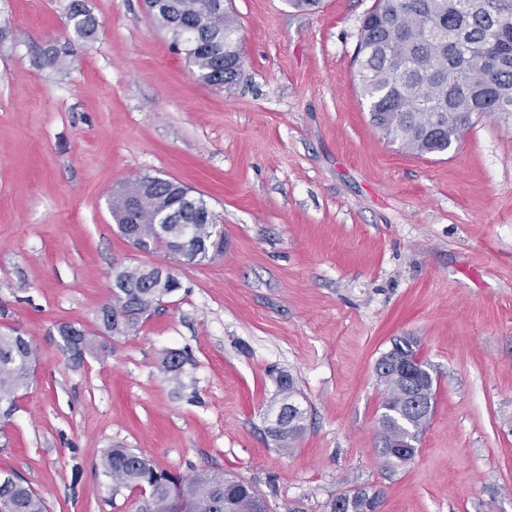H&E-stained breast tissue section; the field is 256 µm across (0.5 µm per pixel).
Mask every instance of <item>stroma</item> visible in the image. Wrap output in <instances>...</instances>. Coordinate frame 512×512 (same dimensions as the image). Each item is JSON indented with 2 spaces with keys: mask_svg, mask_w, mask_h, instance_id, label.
Here are the masks:
<instances>
[{
  "mask_svg": "<svg viewBox=\"0 0 512 512\" xmlns=\"http://www.w3.org/2000/svg\"><path fill=\"white\" fill-rule=\"evenodd\" d=\"M70 2L0 0V331L35 350L0 475L49 512H138L100 466L120 445L185 477L223 470L268 512H326L364 484L382 512H512V112L473 116L445 154L389 142L354 79L374 0H231L243 68L223 87L143 0H83L88 38ZM144 174L204 197L223 253L182 264L121 236L109 198ZM137 264L180 289L73 362L59 326L97 333L113 272ZM403 336L436 383L406 464L381 453L375 372ZM174 350L181 389L161 369ZM281 371L308 410L287 452L266 431ZM69 21L74 29L85 37H91L97 27V20L84 7L80 1H72L69 6Z\"/></svg>",
  "mask_w": 512,
  "mask_h": 512,
  "instance_id": "obj_1",
  "label": "stroma"
}]
</instances>
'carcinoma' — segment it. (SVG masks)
<instances>
[{
	"label": "carcinoma",
	"mask_w": 512,
	"mask_h": 512,
	"mask_svg": "<svg viewBox=\"0 0 512 512\" xmlns=\"http://www.w3.org/2000/svg\"><path fill=\"white\" fill-rule=\"evenodd\" d=\"M156 22L182 45L188 66L198 78L221 87L235 80L224 77V62L242 61L238 27L215 0H154L150 8ZM69 21L85 37L94 34L97 20L80 0L69 6ZM355 77L368 105L373 126L392 143L416 155L443 153L471 125L476 114L512 112V0H375L363 18L356 53ZM147 175L125 184L127 194L142 202L131 212L125 199L111 201L117 224L130 223L131 232L145 239L148 252L162 249L177 256L179 243L195 248L197 262L212 256L213 224L195 214L189 229L163 224L174 194L171 180ZM145 267L126 266L115 272L112 299L101 308L104 329L128 335L157 308L163 296L180 288L178 279L159 287L148 285ZM63 348L81 360L97 355L105 346L88 332L70 328L62 336ZM416 353L415 342L403 337L385 353L390 358ZM186 358L170 352L162 360L163 372L183 386ZM34 363L31 342L17 331L0 332V415L10 418L17 393L30 385ZM385 397L379 416L382 453L400 463L414 458L429 412L416 406L414 386L393 370L378 373ZM283 417L270 436L283 451L291 450L305 431L307 411L295 408L299 392L289 374L276 379ZM101 467L114 490L140 486L148 493L141 512H267L265 501L250 483L218 471L203 469L190 478L159 467L152 459L129 448H109ZM381 496L374 486L336 495L328 512L350 501L355 512L372 507ZM0 512H48L44 501L28 485L0 477Z\"/></svg>",
	"instance_id": "1"
}]
</instances>
